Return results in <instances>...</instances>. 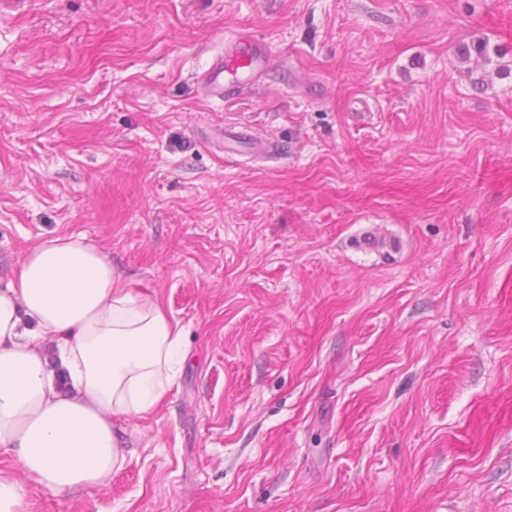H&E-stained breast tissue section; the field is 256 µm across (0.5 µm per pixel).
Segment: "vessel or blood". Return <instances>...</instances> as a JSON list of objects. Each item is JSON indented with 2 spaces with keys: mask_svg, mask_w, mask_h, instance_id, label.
Wrapping results in <instances>:
<instances>
[{
  "mask_svg": "<svg viewBox=\"0 0 512 512\" xmlns=\"http://www.w3.org/2000/svg\"><path fill=\"white\" fill-rule=\"evenodd\" d=\"M281 61L265 39L234 36L225 40L223 54L212 61L199 81L208 100L234 101L262 82Z\"/></svg>",
  "mask_w": 512,
  "mask_h": 512,
  "instance_id": "vessel-or-blood-1",
  "label": "vessel or blood"
}]
</instances>
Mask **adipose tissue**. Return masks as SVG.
<instances>
[{"instance_id": "ef3b65f1", "label": "adipose tissue", "mask_w": 512, "mask_h": 512, "mask_svg": "<svg viewBox=\"0 0 512 512\" xmlns=\"http://www.w3.org/2000/svg\"><path fill=\"white\" fill-rule=\"evenodd\" d=\"M187 356L160 301L133 295L111 257L72 235L31 245L0 289V512L108 486L126 458L119 421L158 407Z\"/></svg>"}]
</instances>
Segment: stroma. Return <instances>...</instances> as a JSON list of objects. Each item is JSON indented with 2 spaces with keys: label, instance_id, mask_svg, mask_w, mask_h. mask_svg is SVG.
<instances>
[{
  "label": "stroma",
  "instance_id": "35a3bbf8",
  "mask_svg": "<svg viewBox=\"0 0 512 512\" xmlns=\"http://www.w3.org/2000/svg\"><path fill=\"white\" fill-rule=\"evenodd\" d=\"M240 32L285 62L205 103ZM56 234L188 356L31 512H512V0H0V289Z\"/></svg>",
  "mask_w": 512,
  "mask_h": 512
}]
</instances>
